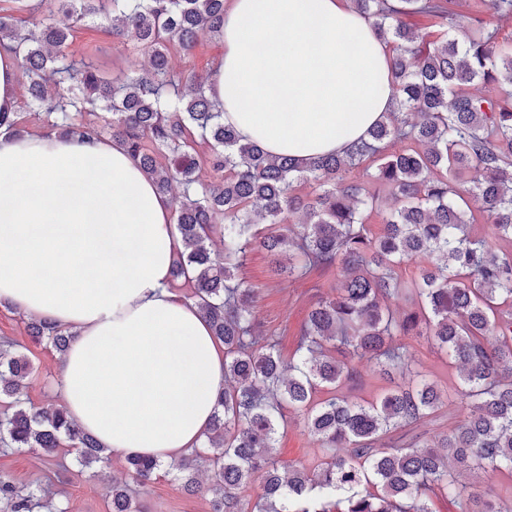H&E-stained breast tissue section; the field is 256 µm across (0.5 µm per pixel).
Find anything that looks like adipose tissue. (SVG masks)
Segmentation results:
<instances>
[{
	"mask_svg": "<svg viewBox=\"0 0 512 512\" xmlns=\"http://www.w3.org/2000/svg\"><path fill=\"white\" fill-rule=\"evenodd\" d=\"M222 44L211 92L269 154L344 152L395 104L389 47L347 0H233ZM171 212L118 141L0 127V300L75 331L60 390L82 429L162 461L201 447L224 386L221 345L169 287Z\"/></svg>",
	"mask_w": 512,
	"mask_h": 512,
	"instance_id": "adipose-tissue-1",
	"label": "adipose tissue"
}]
</instances>
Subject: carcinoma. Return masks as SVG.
I'll use <instances>...</instances> for the list:
<instances>
[{
  "instance_id": "1",
  "label": "carcinoma",
  "mask_w": 512,
  "mask_h": 512,
  "mask_svg": "<svg viewBox=\"0 0 512 512\" xmlns=\"http://www.w3.org/2000/svg\"><path fill=\"white\" fill-rule=\"evenodd\" d=\"M392 45L396 107L345 155L301 162L272 156L224 125L207 80L177 72L171 55L189 56L205 33L222 37L226 0H67L66 22L46 24L38 7L27 16L0 14V51L14 55L25 77L28 109L45 115L58 135L121 142L157 190L180 188L177 252L170 287L192 288V303L224 345V389L195 457L208 461L209 483L193 460L175 479L191 494H212L209 512H435L449 496L460 512H512V498L492 499L460 486L465 471L512 473V50L487 22L464 39L430 41L405 21L419 14L453 26L458 0H350ZM112 36L132 32L149 55L145 76L107 78L70 50L73 32L90 19ZM476 80L493 95H475ZM411 146L386 152L391 140ZM224 174L213 185L203 167ZM295 181L317 186L313 197L291 193ZM375 184L395 200L377 233L366 221L378 209ZM478 204L472 209L470 203ZM491 235L473 232L474 212ZM304 220L288 224L292 213ZM273 257L271 271L300 277L334 268V293L318 299L300 329L293 356L259 330L253 308L260 289L238 270L248 250ZM435 257L410 281L398 268ZM404 301L411 309L397 316ZM29 335L63 355L76 332L27 318ZM397 336H424L459 369L454 393L415 371ZM392 386L372 401L342 390L361 362ZM27 356L0 350V443L32 448L46 458L66 446L85 468H102L112 449L84 431L66 407L26 406ZM463 419L423 449L394 437L448 403ZM291 408L317 442L323 461L312 469L275 457L283 412ZM131 482L107 488L111 512H143L141 492L162 462L126 458ZM262 481L256 500L241 490ZM9 512L54 508L52 496L0 477Z\"/></svg>"
}]
</instances>
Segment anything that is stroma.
<instances>
[{
    "mask_svg": "<svg viewBox=\"0 0 512 512\" xmlns=\"http://www.w3.org/2000/svg\"><path fill=\"white\" fill-rule=\"evenodd\" d=\"M135 36L115 40L100 28H84L77 32L73 49L77 56L90 59L102 73L112 76L121 72L145 70L148 59L137 51ZM272 259L262 249L247 252L240 275L261 290L254 307V318L267 335L278 341L283 356H290L302 323L312 304L326 295L336 280L332 269H313L306 276L292 280L273 277ZM0 336L17 341L24 347L33 368L25 381L26 392L36 406L62 403L59 391V354L46 343H38L28 336L22 316L8 303H0ZM413 366L416 370L438 380L448 388L458 383L456 370L436 353L426 338L412 342ZM277 456L281 463L315 467L321 460L317 442L296 424H289L279 438ZM0 475L17 485H40L54 492V500L67 507L68 512H108L106 480L125 481L129 475L123 457H113L105 479H98L90 470L80 469L73 454L60 451L52 459H45L31 450L0 454ZM144 512H208L204 497L186 494L171 475L159 476L142 495Z\"/></svg>",
    "mask_w": 512,
    "mask_h": 512,
    "instance_id": "obj_1",
    "label": "stroma"
}]
</instances>
